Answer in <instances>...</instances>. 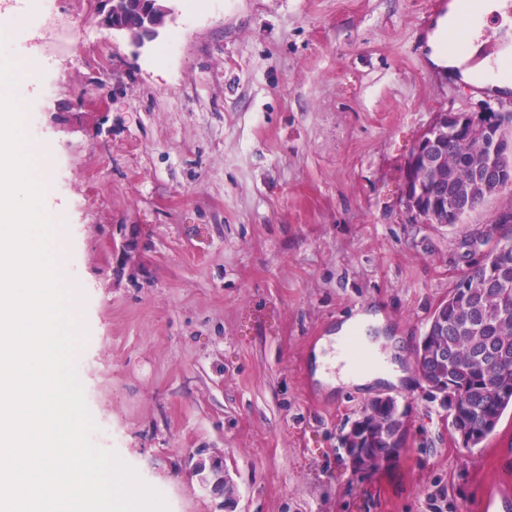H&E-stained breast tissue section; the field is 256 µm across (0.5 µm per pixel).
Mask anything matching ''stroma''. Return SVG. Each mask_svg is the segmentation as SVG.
<instances>
[{
  "mask_svg": "<svg viewBox=\"0 0 512 512\" xmlns=\"http://www.w3.org/2000/svg\"><path fill=\"white\" fill-rule=\"evenodd\" d=\"M432 0H171L138 49L99 27L14 8L0 54L42 148L78 324L90 414L168 512H222L189 459L207 449L236 512H481L512 486V410L477 448L414 374L435 305L467 266L463 236L493 233L512 188L462 225L411 222L406 158L436 112L512 110L428 65ZM381 311L402 337L405 386L326 391L319 340ZM379 395L405 412L389 468L353 473L339 436Z\"/></svg>",
  "mask_w": 512,
  "mask_h": 512,
  "instance_id": "35a3bbf8",
  "label": "stroma"
}]
</instances>
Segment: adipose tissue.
Instances as JSON below:
<instances>
[{
  "instance_id": "ef3b65f1",
  "label": "adipose tissue",
  "mask_w": 512,
  "mask_h": 512,
  "mask_svg": "<svg viewBox=\"0 0 512 512\" xmlns=\"http://www.w3.org/2000/svg\"><path fill=\"white\" fill-rule=\"evenodd\" d=\"M473 31L465 52L449 50L458 18L457 4H449L427 34L428 61L436 69L447 71L450 77L500 94L512 90L511 79L493 77L497 68L512 65V0H474ZM495 41L494 53H487L488 41ZM370 316L359 313L345 320L335 336L324 340L316 350L320 377L333 386H364L376 380L400 381L405 374L394 362V352L384 336L363 335L358 339L362 352L369 360L353 365L343 349L351 330L365 326Z\"/></svg>"
}]
</instances>
